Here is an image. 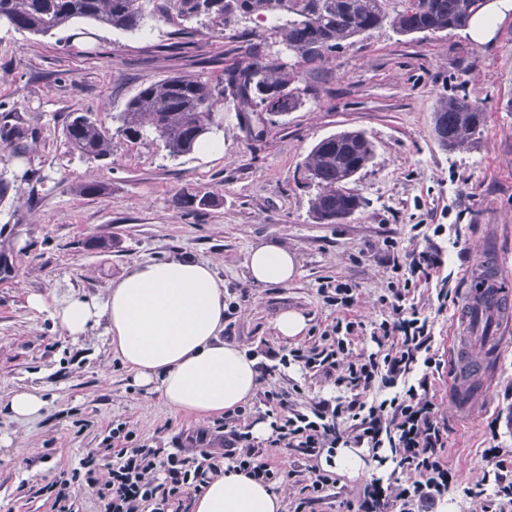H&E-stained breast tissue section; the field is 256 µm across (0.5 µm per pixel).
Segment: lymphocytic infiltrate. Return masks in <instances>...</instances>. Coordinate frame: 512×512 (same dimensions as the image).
<instances>
[{"label":"lymphocytic infiltrate","instance_id":"obj_1","mask_svg":"<svg viewBox=\"0 0 512 512\" xmlns=\"http://www.w3.org/2000/svg\"><path fill=\"white\" fill-rule=\"evenodd\" d=\"M430 265L427 254L411 253L410 274L400 277L393 288L391 316L374 327L371 339L378 350L368 358L340 364L338 356L346 349L341 333L355 326L354 321L342 318L324 330L321 345L290 350L292 362L302 370L327 378L339 377L353 392L349 401L323 399L313 413L307 414L289 408L284 393H264L265 404L286 411L274 428L272 446L299 448L309 453L340 446H389L398 456L399 468L418 474V481L409 484L372 482L362 498L347 502V512H415L419 507L432 508L447 495L453 482V475L441 457L446 444L445 430L434 416L432 401L415 386L397 385L416 365L429 367L436 363L430 321L405 304L415 276L426 273ZM378 378L394 388V395L379 401L364 400V393L370 391ZM241 418L237 411L216 421V431L224 435V448L219 453L207 448V431L197 432L195 442L199 451L193 457L164 455L159 449L144 445L130 446V434L114 428L112 443L119 451L107 477L95 483L101 512H168L173 503L187 500L228 466L252 473L266 483L277 480L279 470L260 461L259 448ZM341 418L346 421L342 428L337 425ZM157 472L163 473L162 482L153 481Z\"/></svg>","mask_w":512,"mask_h":512}]
</instances>
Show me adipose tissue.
<instances>
[{"mask_svg":"<svg viewBox=\"0 0 512 512\" xmlns=\"http://www.w3.org/2000/svg\"><path fill=\"white\" fill-rule=\"evenodd\" d=\"M252 282L285 285L295 259L261 243L247 261ZM224 283L210 265L183 256L146 261L110 288L104 302L72 297L57 313L69 336L86 335L106 319L111 346L134 382L159 390L169 406L201 418L245 405L258 387L255 357L224 342ZM193 512H281L282 498L242 471L211 479L195 494Z\"/></svg>","mask_w":512,"mask_h":512,"instance_id":"adipose-tissue-1","label":"adipose tissue"}]
</instances>
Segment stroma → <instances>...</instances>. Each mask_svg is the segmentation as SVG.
I'll use <instances>...</instances> for the list:
<instances>
[{
    "instance_id": "obj_1",
    "label": "stroma",
    "mask_w": 512,
    "mask_h": 512,
    "mask_svg": "<svg viewBox=\"0 0 512 512\" xmlns=\"http://www.w3.org/2000/svg\"><path fill=\"white\" fill-rule=\"evenodd\" d=\"M93 39L66 32L34 35L0 25V170L10 183L0 201V512H51L46 481L61 470L97 457L98 472L112 461L113 428L133 431V442L178 452L187 434L211 422L173 411L160 391L138 386L110 347L106 321L86 336L66 335L60 307L73 296L104 301L112 284L151 259L189 255L211 263L224 282V333L259 363L268 350L312 345L337 315L319 293L329 281L357 294L360 325L349 336L345 360L377 352L370 335L390 311L384 302L398 276L394 261L412 251L437 257L413 303L434 325L440 366L428 376V396L447 432L444 457L457 476L434 512H483L484 498L469 495L493 465L484 448H500L512 481V328L504 329L497 357L483 359L482 342L462 328L458 315L476 259L494 247L503 285L512 287V11L500 18L482 44L465 30L400 35L382 27L347 41L315 63H298L276 42L268 22L239 19L218 34L200 30L182 50L172 49V24L151 21L122 31L88 24ZM251 31L270 58L299 66L303 103L284 116L244 123L232 100L224 119V155L202 162L190 153L169 157L161 142L116 136L112 156L94 161L73 152L63 127L69 113L91 115L105 126L143 86L172 75L211 83L224 77V62L245 60L235 35ZM454 94L477 103L485 122L468 149L448 151L433 133L441 97ZM27 132L23 140L7 130ZM343 130L363 132L375 157L354 181L364 206L347 221L321 224L310 213L314 188L299 167L320 140ZM98 183L103 193L79 194ZM212 196V205L185 212L177 194ZM111 240L108 249L100 239ZM260 242L293 253L296 277L283 286L254 284L247 259ZM452 299L439 304L440 289ZM45 300L42 309L31 296ZM305 316L301 336L285 339L277 316ZM468 349L484 362L486 380L462 400L452 350ZM38 389L40 415L15 418L9 398ZM286 391L294 408L349 397L344 386L280 366L261 379L247 408L253 421L266 418L263 393ZM360 468L338 471L333 454L310 456L297 448H265L282 473L277 483L284 512H294L311 470L337 475L341 497H327L304 512H346L345 501L362 496L376 479L416 481L397 470L391 449H358ZM301 506V505H300Z\"/></svg>"
}]
</instances>
